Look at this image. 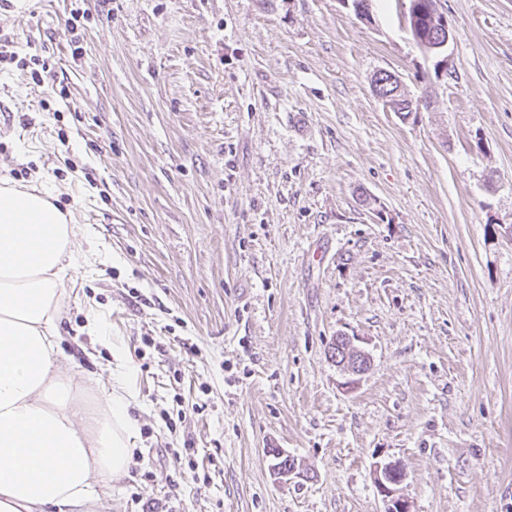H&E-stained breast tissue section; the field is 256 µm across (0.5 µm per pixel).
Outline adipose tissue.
I'll list each match as a JSON object with an SVG mask.
<instances>
[{
    "mask_svg": "<svg viewBox=\"0 0 512 512\" xmlns=\"http://www.w3.org/2000/svg\"><path fill=\"white\" fill-rule=\"evenodd\" d=\"M78 231L50 192L0 179V512H93L137 439L123 348L92 403L60 363L66 283L78 263L111 259L75 252Z\"/></svg>",
    "mask_w": 512,
    "mask_h": 512,
    "instance_id": "obj_1",
    "label": "adipose tissue"
}]
</instances>
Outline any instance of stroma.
Returning <instances> with one entry per match:
<instances>
[{
  "label": "stroma",
  "mask_w": 512,
  "mask_h": 512,
  "mask_svg": "<svg viewBox=\"0 0 512 512\" xmlns=\"http://www.w3.org/2000/svg\"><path fill=\"white\" fill-rule=\"evenodd\" d=\"M437 9L440 54L403 0H0V178L112 255L60 323L77 379L108 385L116 344L132 367L98 512H383L390 461L411 512H512V0ZM367 356L364 352L354 348L349 337L336 336L330 352V359L349 376L344 383L348 385L347 388L354 387L358 383L359 377L368 370L369 358ZM267 456L272 457V463L270 465L271 471L279 482L287 483L294 478H304L305 474L299 467L297 461L295 462V459L292 456L285 454L281 449H267ZM285 457L288 459L282 460ZM280 460H282L285 465L288 463L287 467L277 464ZM374 483L384 502V512H411L410 504L400 494L399 486L406 473L399 462L379 463L375 466Z\"/></svg>",
  "instance_id": "stroma-1"
}]
</instances>
